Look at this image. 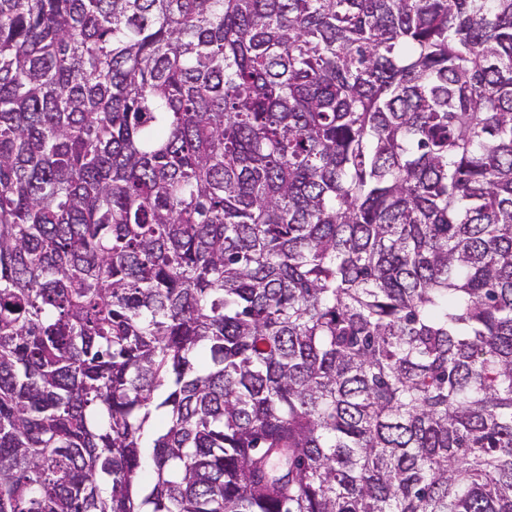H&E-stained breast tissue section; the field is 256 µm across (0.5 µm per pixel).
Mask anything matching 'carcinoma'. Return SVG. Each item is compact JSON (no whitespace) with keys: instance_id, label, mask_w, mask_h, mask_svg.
Returning a JSON list of instances; mask_svg holds the SVG:
<instances>
[{"instance_id":"cac0c4a2","label":"carcinoma","mask_w":512,"mask_h":512,"mask_svg":"<svg viewBox=\"0 0 512 512\" xmlns=\"http://www.w3.org/2000/svg\"><path fill=\"white\" fill-rule=\"evenodd\" d=\"M0 512H512V0H0Z\"/></svg>"}]
</instances>
